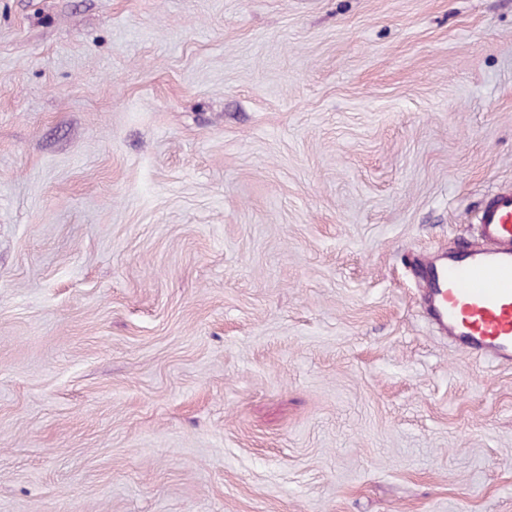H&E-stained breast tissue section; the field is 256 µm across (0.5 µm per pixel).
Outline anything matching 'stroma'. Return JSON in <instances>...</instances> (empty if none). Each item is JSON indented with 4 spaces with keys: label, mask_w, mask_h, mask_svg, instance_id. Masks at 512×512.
Returning a JSON list of instances; mask_svg holds the SVG:
<instances>
[{
    "label": "stroma",
    "mask_w": 512,
    "mask_h": 512,
    "mask_svg": "<svg viewBox=\"0 0 512 512\" xmlns=\"http://www.w3.org/2000/svg\"><path fill=\"white\" fill-rule=\"evenodd\" d=\"M504 186L512 0H0V512H512ZM476 232L477 245L418 261L422 314L455 352L512 365V190L486 197Z\"/></svg>",
    "instance_id": "obj_1"
}]
</instances>
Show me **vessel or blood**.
I'll use <instances>...</instances> for the list:
<instances>
[{
    "instance_id": "1",
    "label": "vessel or blood",
    "mask_w": 512,
    "mask_h": 512,
    "mask_svg": "<svg viewBox=\"0 0 512 512\" xmlns=\"http://www.w3.org/2000/svg\"><path fill=\"white\" fill-rule=\"evenodd\" d=\"M476 232L478 244L418 261L422 314L455 352L512 365V190L486 197Z\"/></svg>"
}]
</instances>
